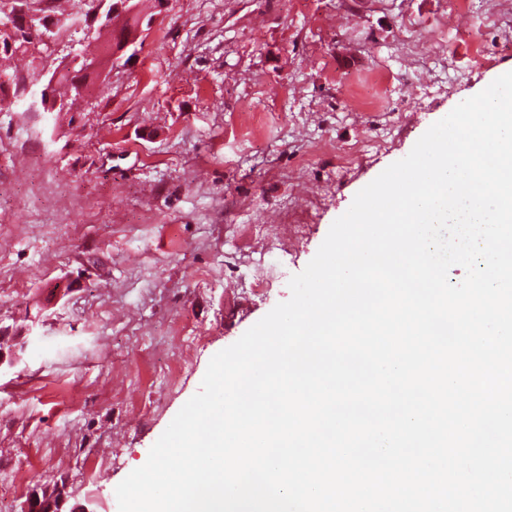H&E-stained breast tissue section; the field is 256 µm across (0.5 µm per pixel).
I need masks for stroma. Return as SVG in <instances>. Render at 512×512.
Instances as JSON below:
<instances>
[{
    "mask_svg": "<svg viewBox=\"0 0 512 512\" xmlns=\"http://www.w3.org/2000/svg\"><path fill=\"white\" fill-rule=\"evenodd\" d=\"M469 2L141 0L152 27L86 110L0 105V326L50 304L0 368V512L59 479L67 512H118L210 359L289 299L355 195L512 70L496 0ZM418 27L446 57L425 65ZM94 37L0 77L33 84Z\"/></svg>",
    "mask_w": 512,
    "mask_h": 512,
    "instance_id": "35a3bbf8",
    "label": "stroma"
}]
</instances>
